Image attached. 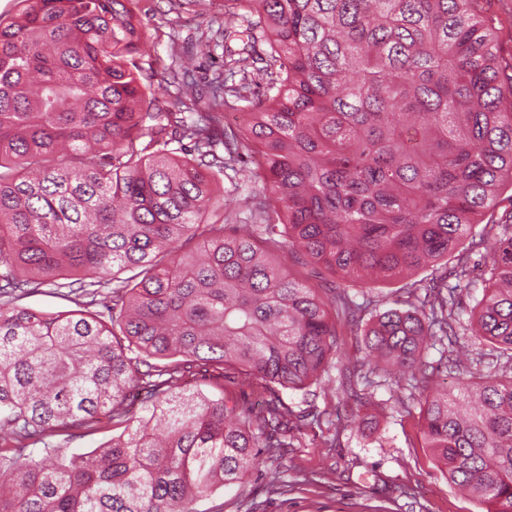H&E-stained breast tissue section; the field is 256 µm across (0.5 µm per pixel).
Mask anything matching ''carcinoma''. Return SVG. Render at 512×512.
I'll return each instance as SVG.
<instances>
[{
    "instance_id": "1",
    "label": "carcinoma",
    "mask_w": 512,
    "mask_h": 512,
    "mask_svg": "<svg viewBox=\"0 0 512 512\" xmlns=\"http://www.w3.org/2000/svg\"><path fill=\"white\" fill-rule=\"evenodd\" d=\"M19 2L0 20V512H196L295 447L303 414L280 393L335 365L339 320L377 361L340 391L364 370L415 381L448 482L512 512V375L452 392L426 374L466 332L439 351L450 371L474 340L512 364V75L480 0H224V22L171 55L170 109L139 76L138 0ZM221 44L201 94L191 59ZM280 251L328 271L325 295ZM378 279L406 300L370 316L350 287ZM46 287L78 309L15 305ZM207 366L273 398L186 393ZM100 431L105 446L67 448Z\"/></svg>"
}]
</instances>
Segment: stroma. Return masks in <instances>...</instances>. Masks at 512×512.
<instances>
[{
    "label": "stroma",
    "mask_w": 512,
    "mask_h": 512,
    "mask_svg": "<svg viewBox=\"0 0 512 512\" xmlns=\"http://www.w3.org/2000/svg\"><path fill=\"white\" fill-rule=\"evenodd\" d=\"M143 40L136 60L145 84L160 102H170L173 92L164 66L172 37L188 42L223 18V0L208 7L189 0H138ZM336 364L310 393L286 392L282 398L293 411H337L352 416L351 423L329 430L315 425L295 435V448L283 462L288 482L285 494L266 495L263 472L247 475L242 483L221 487L197 502L198 512H236L240 502L260 503L262 512H484L476 498L449 485L425 448L420 431L418 400L389 402L386 386L371 385L368 405L355 408L353 399L335 395L340 366L367 360L362 336L339 326ZM186 390L223 397L225 403L251 408L267 399L261 388L240 383L234 375L217 376L197 369Z\"/></svg>",
    "instance_id": "stroma-1"
}]
</instances>
